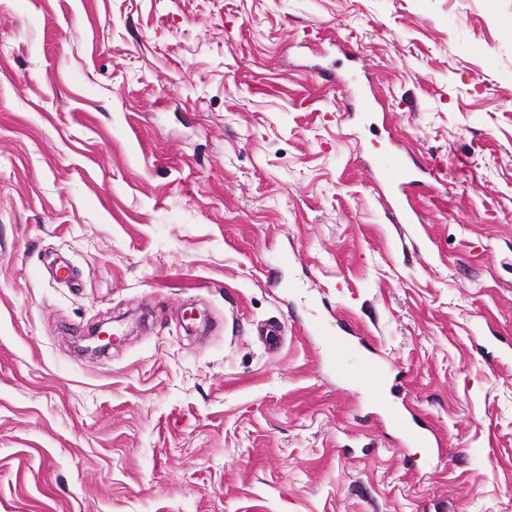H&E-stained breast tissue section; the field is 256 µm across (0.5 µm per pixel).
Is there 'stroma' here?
Returning a JSON list of instances; mask_svg holds the SVG:
<instances>
[{"label": "stroma", "instance_id": "35a3bbf8", "mask_svg": "<svg viewBox=\"0 0 512 512\" xmlns=\"http://www.w3.org/2000/svg\"><path fill=\"white\" fill-rule=\"evenodd\" d=\"M439 505L512 512V0H0V512ZM376 184L387 198L392 215L398 224L421 223L418 212L410 202L408 188L412 183L407 165L399 157H381L374 160ZM308 331L317 333L322 337L323 346L330 357H337L346 352L354 344L356 332L346 323L336 320V324L330 326L321 323L312 324ZM385 423L401 433L403 447L413 445L427 449L440 447L437 435L426 423L419 421L417 415L410 409L404 412L388 407L385 414Z\"/></svg>", "mask_w": 512, "mask_h": 512}]
</instances>
